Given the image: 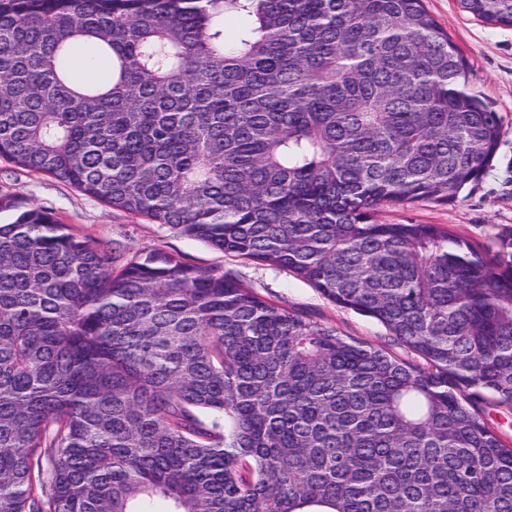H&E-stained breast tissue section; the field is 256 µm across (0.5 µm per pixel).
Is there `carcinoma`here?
<instances>
[{"label": "carcinoma", "mask_w": 512, "mask_h": 512, "mask_svg": "<svg viewBox=\"0 0 512 512\" xmlns=\"http://www.w3.org/2000/svg\"><path fill=\"white\" fill-rule=\"evenodd\" d=\"M512 26V0H458ZM244 22L237 38L224 19ZM92 41L112 84L76 87ZM423 0H0V157L284 268L410 363L232 274L0 197V512H512V232L446 204L501 117ZM486 421L495 428L505 443L512 445V409L491 406L487 409Z\"/></svg>", "instance_id": "carcinoma-1"}]
</instances>
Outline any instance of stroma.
<instances>
[{
  "label": "stroma",
  "instance_id": "obj_1",
  "mask_svg": "<svg viewBox=\"0 0 512 512\" xmlns=\"http://www.w3.org/2000/svg\"><path fill=\"white\" fill-rule=\"evenodd\" d=\"M425 6L468 58L469 85L502 119L496 154L474 187L446 204L415 203L382 208L378 219L390 224H438L474 244L495 246L500 232L512 231V26H499L463 12L458 0H426ZM19 195L31 205L52 211L81 235L96 242H119L129 256L163 252L202 269L231 273L261 298L311 315L342 335L359 339L409 360L376 320L328 300L308 282L264 262L225 256L177 230L132 216L95 200L45 174L18 169L0 158V196Z\"/></svg>",
  "mask_w": 512,
  "mask_h": 512
}]
</instances>
